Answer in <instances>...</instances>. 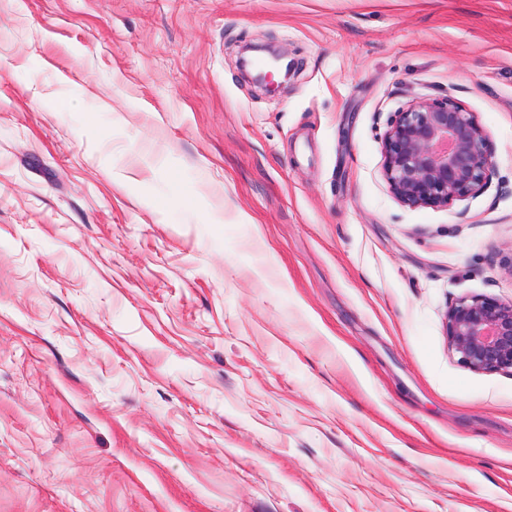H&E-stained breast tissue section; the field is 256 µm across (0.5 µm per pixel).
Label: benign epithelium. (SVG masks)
I'll return each instance as SVG.
<instances>
[{
	"label": "benign epithelium",
	"mask_w": 512,
	"mask_h": 512,
	"mask_svg": "<svg viewBox=\"0 0 512 512\" xmlns=\"http://www.w3.org/2000/svg\"><path fill=\"white\" fill-rule=\"evenodd\" d=\"M263 53L292 75L287 53L269 45ZM488 134L475 113L451 96L411 101L382 136L383 176L394 197L410 208H446L487 189L495 166ZM448 349L471 371L512 374V300L487 296L457 299L448 307Z\"/></svg>",
	"instance_id": "1"
}]
</instances>
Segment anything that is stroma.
Here are the masks:
<instances>
[{"instance_id":"obj_1","label":"stroma","mask_w":512,"mask_h":512,"mask_svg":"<svg viewBox=\"0 0 512 512\" xmlns=\"http://www.w3.org/2000/svg\"><path fill=\"white\" fill-rule=\"evenodd\" d=\"M422 95L482 194L390 192ZM511 260L512 0H0V512H512V375L445 336ZM246 51L265 54L274 66L284 71V80L278 84V89L282 86L283 82L288 81V79L291 77L292 63L287 62L284 64L288 54L281 49H277L269 45H253L247 47ZM488 134L451 96L412 100L382 136L383 176L410 208H445L487 189L495 166Z\"/></svg>"}]
</instances>
